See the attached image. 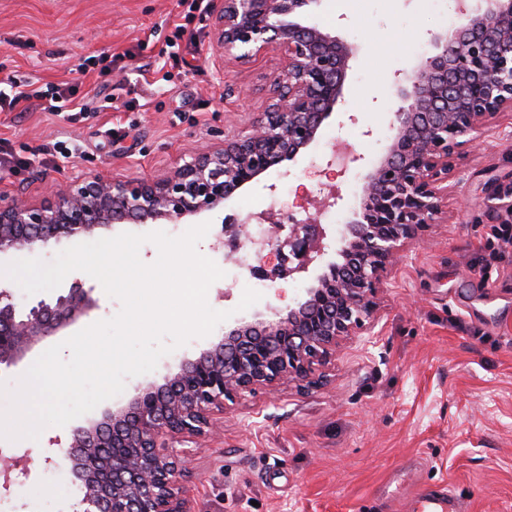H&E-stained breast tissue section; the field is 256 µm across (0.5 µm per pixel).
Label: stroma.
<instances>
[{
    "instance_id": "35a3bbf8",
    "label": "stroma",
    "mask_w": 512,
    "mask_h": 512,
    "mask_svg": "<svg viewBox=\"0 0 512 512\" xmlns=\"http://www.w3.org/2000/svg\"><path fill=\"white\" fill-rule=\"evenodd\" d=\"M454 0H320L305 22L357 48L344 83L342 124L329 118L297 161L272 168L238 190L199 252L218 266L213 236L226 219L272 210L306 221L328 183L342 198L328 231L353 216L364 167L326 164L341 138L368 159L382 156L394 132L395 73L429 54L433 32L456 18ZM180 0H0V78L18 75L47 87L77 85L102 103L136 67L165 61L168 80L121 111L54 116L33 107L0 112V145L24 162L0 172V200L39 202L91 177L160 179L225 136L244 131L268 105L283 61L270 52L247 64L224 58L213 42L212 14L191 15L193 40L174 24ZM189 14V13H188ZM85 72H78V65ZM64 142L72 157L49 156ZM512 183V112L481 126L448 177L442 218L407 246L384 277L378 307L343 341L317 386L259 391L216 412V437L186 443L182 482L191 512H410L426 485H448L467 512H512V257L482 280L473 265L506 206ZM252 281L248 267L236 271ZM218 280L207 300L229 312L214 337L269 317L303 295L304 279L279 280L239 310L243 290ZM81 488L66 464L35 466L0 499V512H68Z\"/></svg>"
}]
</instances>
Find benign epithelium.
Segmentation results:
<instances>
[{"label":"benign epithelium","instance_id":"1","mask_svg":"<svg viewBox=\"0 0 512 512\" xmlns=\"http://www.w3.org/2000/svg\"><path fill=\"white\" fill-rule=\"evenodd\" d=\"M316 0H222L213 36L224 55L246 63L269 51L283 72L269 86V104L246 133L227 136L222 147L184 162L160 180L88 178L39 204L0 203V255L32 253L39 245L92 237L111 224L179 223L224 207L236 191L316 143L323 122L342 104L343 84L356 48L300 18ZM462 21L432 36L433 52L396 79L394 138L387 152L367 164L359 208L336 227V260L309 280L303 298L272 319L239 325L169 373L145 382L128 403L74 428L67 445L56 436L39 451L47 466L59 457L80 482L70 512H190L181 485L176 448L184 438L215 431V411L259 389L284 383L300 387L324 378L336 349L365 326L376 295L403 248L418 240L441 214L448 172L473 142L472 134L512 109V0L457 3ZM339 172L363 160L344 143ZM341 200L325 185L316 215L304 224H269L255 260L266 277L307 273L326 255V231L318 215ZM246 221L224 224L232 249L243 247ZM95 287L76 278L51 302L25 308L0 279V371L17 366L49 336L98 309ZM31 450L0 458V492L12 473H31Z\"/></svg>","mask_w":512,"mask_h":512}]
</instances>
